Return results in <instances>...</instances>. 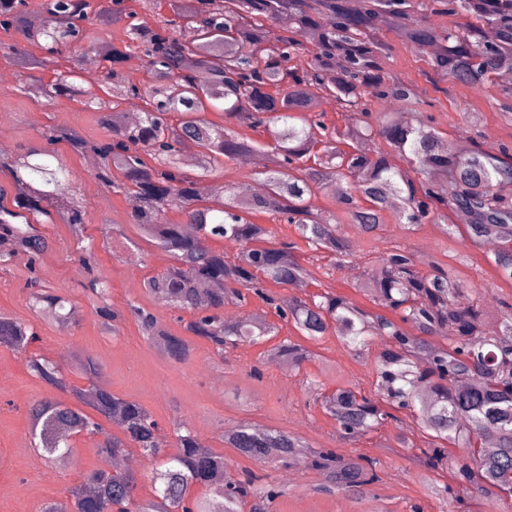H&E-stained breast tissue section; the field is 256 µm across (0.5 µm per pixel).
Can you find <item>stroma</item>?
I'll return each mask as SVG.
<instances>
[{
  "label": "stroma",
  "instance_id": "stroma-1",
  "mask_svg": "<svg viewBox=\"0 0 512 512\" xmlns=\"http://www.w3.org/2000/svg\"><path fill=\"white\" fill-rule=\"evenodd\" d=\"M390 67L399 79L414 86L419 110L447 133L449 142L469 134L467 116L477 112L487 146L512 145V121L502 115L496 91L481 84H451L438 90L427 77L429 54L399 44L393 49ZM57 124L70 126L91 141L105 136L96 112L80 103L24 95L16 66L0 56V133L8 139L9 153L42 146V131ZM58 152L71 170L76 196L86 202L84 222L94 256L91 262H83L68 226L49 222L40 227L51 243L48 250L34 258L20 252L0 265V315L33 326L37 339L31 352L65 368L74 350L92 356L100 364L99 383L147 405L164 434L186 426L223 453L231 474L251 469L280 483L283 493L275 500L273 512H452L453 502L428 488L432 482L452 484V473L430 474L419 467L416 454L423 438L411 414L349 443L340 439L335 421L317 402L319 394L340 385L355 383L373 392L375 379L368 370L384 349L385 339L373 338L359 355L335 335H327L308 343L311 356L296 371L285 363L267 361L264 345L246 343L220 357L197 337L192 340L194 351L188 361L170 360L146 339L131 313L132 305L144 307L171 333L184 335L183 322L189 312L173 309L143 289L144 279L166 268L170 256L141 239L127 200L105 188L94 173L86 172L85 155L73 153L64 144ZM310 204L315 213L336 220L351 241L352 252L332 276L319 271L314 279L304 281L298 296L330 286L368 307V300L357 289L362 271L376 256L401 244L420 261L439 259L453 269L464 288L480 291L488 326H495L502 302L512 303V283L501 280L488 263L487 246L473 245L457 235L444 236L433 222L410 232L392 223L380 237L367 238L358 233L331 194H316ZM96 276L109 281L106 300L97 299L87 287ZM34 280L45 288H63L78 313L75 323L61 327L37 318L30 287ZM103 306L116 316L113 328L103 324L99 314ZM255 368L260 378L251 377ZM58 397L57 390L29 372L23 355L0 347V512H37L42 503L65 496L85 473L102 467L97 453L100 438L93 434L74 439V456L68 465L56 466L38 455L28 409L34 401ZM243 424L287 431L302 436L311 447L330 448L342 457L379 459L382 480L357 496L319 493L316 487L322 476L308 465L284 469L243 458L225 447L221 440L225 428ZM401 426L407 430L411 447L395 444Z\"/></svg>",
  "mask_w": 512,
  "mask_h": 512
}]
</instances>
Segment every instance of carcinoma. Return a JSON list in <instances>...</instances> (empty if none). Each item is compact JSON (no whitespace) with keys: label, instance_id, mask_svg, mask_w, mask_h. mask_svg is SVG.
Returning <instances> with one entry per match:
<instances>
[{"label":"carcinoma","instance_id":"obj_1","mask_svg":"<svg viewBox=\"0 0 512 512\" xmlns=\"http://www.w3.org/2000/svg\"><path fill=\"white\" fill-rule=\"evenodd\" d=\"M170 16L155 31L137 24L124 29L123 46L99 41L84 23L117 25L135 12L127 0H39L43 22L31 29L29 0H0V28L18 32L44 50L5 44L0 54L21 70L41 69L60 50L88 43L105 66L110 100L97 98L105 138L90 142L70 126L45 133L46 146L15 157L0 156V168L13 178L12 207L0 204V238L11 239L31 255L49 245L37 233L42 218L57 215L76 241H85L84 205L70 190V172L53 146L97 156V179L130 203L134 223L170 254L172 263L143 281L146 292L193 317L184 324L192 336L209 342L222 355L242 343L267 341L278 327L267 312L239 320L224 318L225 305H247L254 295L305 339L318 342L334 333L360 350L374 336L386 337L374 362L377 393L342 386L322 396V407L341 436H358L397 420L391 410L408 409L427 439L419 464L429 472L451 468L458 488L455 501L475 494L492 504L512 501V303H502L496 327L485 326L481 297L463 288L436 259L420 270L414 254L396 246L381 253L376 267L358 288L381 311L358 306L329 286L308 298L267 289L283 288L313 275L295 254L294 242L276 241L254 217L270 214L296 226L313 257L338 265L351 255V242L340 225L314 213L307 198L326 191L360 233L378 237L385 215L403 230L442 221L446 211L466 214L463 233L474 244L494 240L491 264L512 282V146L483 148L475 136L461 138L458 149L444 148L442 132L416 112L414 88L387 68L391 46L376 33L377 19H389L394 37L419 49L437 47L430 61L434 74L454 84H484L512 99V85L497 84L498 73L512 68V0H167ZM472 19L463 29L430 26L427 13ZM283 24L275 36L271 26ZM139 54L152 77L144 90L119 70L127 50ZM23 93L35 98L89 93L75 71H64L44 84L26 75ZM331 95L346 112L342 126L311 115L321 95ZM395 99L409 111L394 118L371 112L365 95ZM130 107L142 112L135 125L122 121ZM224 114V125L207 118ZM260 130L277 157L276 166L224 185L206 177L224 160L256 149V142L232 128ZM379 136L384 145L366 151ZM197 148L200 173L183 172L179 146ZM404 166H399L396 159ZM448 177L455 192L441 195L435 179ZM177 208L197 233L169 220ZM229 242L236 252L208 242ZM210 285L206 297L199 287ZM39 312L61 323L75 321L59 288L35 295ZM141 329L170 359L189 358L192 346L161 327L154 316L134 307ZM439 336L444 343L433 341ZM36 336L30 327L0 316V346L26 355L27 366L46 385L71 402L39 401L29 409L31 435L38 454L59 466L71 460V440L104 434L97 452L114 457L131 449L157 461L147 476L99 467L68 490L71 512H272L281 487L244 469L229 477L224 454L204 451L188 428L174 429L168 451L161 428L148 407L123 398L96 382L100 368L76 351L73 369L84 383L75 385L55 361L29 352ZM306 348L289 338L267 350L270 359H286L295 368ZM119 419L120 434L103 433L99 420ZM496 449L485 447L486 432ZM224 444L239 455L288 467L303 456L323 478V489L362 493L381 481L380 462L359 456L345 459L329 448L314 449L299 435L248 425L224 431ZM466 449L452 459L448 446ZM155 496L137 495L142 479Z\"/></svg>","mask_w":512,"mask_h":512}]
</instances>
